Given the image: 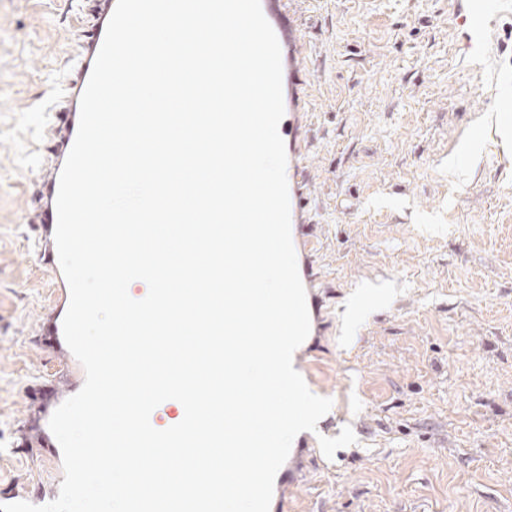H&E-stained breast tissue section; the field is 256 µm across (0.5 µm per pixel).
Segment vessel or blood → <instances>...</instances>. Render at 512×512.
Segmentation results:
<instances>
[{"label":"vessel or blood","mask_w":512,"mask_h":512,"mask_svg":"<svg viewBox=\"0 0 512 512\" xmlns=\"http://www.w3.org/2000/svg\"><path fill=\"white\" fill-rule=\"evenodd\" d=\"M115 6L116 0H96L89 19L84 23L79 48L74 56V65L58 93L54 119L49 123V132L54 145L35 196V222L41 241L37 255L45 261L57 252L55 201L59 176L78 130L80 97L87 86ZM301 159V151L295 148L294 152L288 156L286 174L290 197L292 241L296 252L304 254L310 251L312 239L306 232L304 224L306 202L299 181L303 174ZM69 302V288H62L57 305L48 313L38 333L39 343L52 350L55 355L58 366L57 378L52 384L37 385L28 389L27 397L35 413L18 428L20 447L45 456L54 465L62 464L63 457L61 448L49 429V419L58 406L80 391L85 381L84 370L69 350L63 336V313L67 310ZM18 501L43 505L48 503L49 498L47 494H35L25 487L21 489L8 487L0 490V505Z\"/></svg>","instance_id":"obj_1"}]
</instances>
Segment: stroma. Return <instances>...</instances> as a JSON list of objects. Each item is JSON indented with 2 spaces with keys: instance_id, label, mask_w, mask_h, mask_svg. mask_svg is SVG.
Masks as SVG:
<instances>
[{
  "instance_id": "35a3bbf8",
  "label": "stroma",
  "mask_w": 512,
  "mask_h": 512,
  "mask_svg": "<svg viewBox=\"0 0 512 512\" xmlns=\"http://www.w3.org/2000/svg\"><path fill=\"white\" fill-rule=\"evenodd\" d=\"M316 249L299 368L332 407L270 512H512V0H284ZM92 0H0V482L56 283L31 249L40 128Z\"/></svg>"
}]
</instances>
